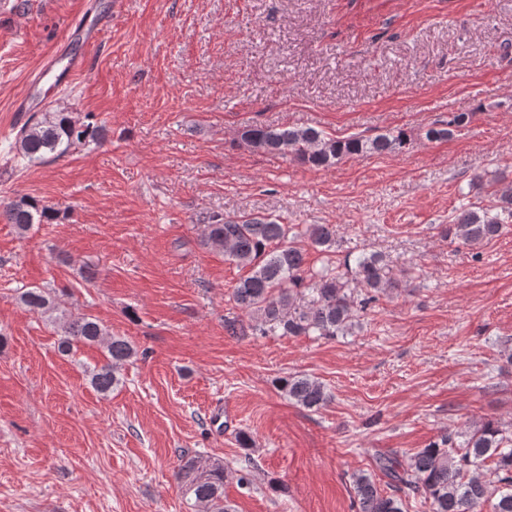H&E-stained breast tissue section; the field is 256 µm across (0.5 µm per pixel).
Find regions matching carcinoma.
<instances>
[{"label":"carcinoma","mask_w":512,"mask_h":512,"mask_svg":"<svg viewBox=\"0 0 512 512\" xmlns=\"http://www.w3.org/2000/svg\"><path fill=\"white\" fill-rule=\"evenodd\" d=\"M466 114L455 116L446 128L427 130L429 139H446L452 128L462 125ZM105 130L86 122L73 112H44L31 115L17 132L13 149L25 166L41 165L59 159L78 145L99 144ZM242 141L267 152L289 155L313 167H329L345 156L364 153L398 152L407 145L401 131L380 134L372 139L350 136L335 139L315 128L248 125L240 133ZM501 210L495 215L464 209L446 235L454 242L480 246L499 236L512 220V184L498 190ZM53 208L26 196L0 203V220L26 234L36 224L56 219ZM308 246L301 244V239ZM336 243V228L311 224L300 232L290 224L265 215L216 216L206 226L202 244L224 252V257L247 270L233 290L235 303L249 315V328L264 334L278 330L283 336L334 337L345 334L354 324L356 312L367 309L377 294L395 287L386 279L382 258L362 255L350 268L353 280L367 294L355 300L335 268L324 265L306 268L307 247L329 251ZM308 290L311 304L301 306L297 298ZM19 302L40 314L61 330L58 352L68 356L79 345H106V363L93 372L91 384L101 393L119 384L123 365L137 355L134 346L122 336H111L88 316L74 317L61 309L47 288H25ZM280 390L297 405L316 410L330 399L325 386L315 378L296 375L279 381ZM494 463L497 480L489 479L482 467ZM376 466L388 478V491L377 486L371 475L352 474L360 512H404L406 498L418 495L429 502L431 512H474L484 505L491 512H512V437L491 421L476 427L463 442L454 434L422 448L401 460L396 454L376 457ZM224 466L202 455L181 459L176 481L183 496L198 512H230L224 503Z\"/></svg>","instance_id":"carcinoma-1"}]
</instances>
